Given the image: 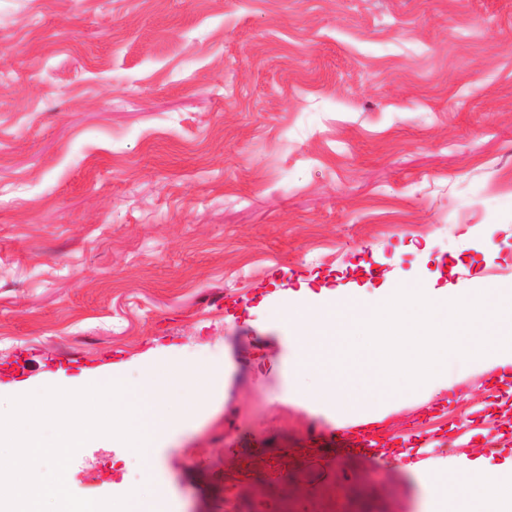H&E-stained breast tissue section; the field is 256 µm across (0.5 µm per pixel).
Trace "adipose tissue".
Returning <instances> with one entry per match:
<instances>
[{
  "mask_svg": "<svg viewBox=\"0 0 512 512\" xmlns=\"http://www.w3.org/2000/svg\"><path fill=\"white\" fill-rule=\"evenodd\" d=\"M265 313L295 344L291 374L325 384L317 392L294 388L283 404L335 409L348 427L379 424L391 413L387 404L361 411L355 401L387 378L422 405L459 372L512 375V289L497 284L479 280L453 291L405 284L372 301L358 288L303 284ZM425 480L430 512H512V457L492 484L477 459L426 472Z\"/></svg>",
  "mask_w": 512,
  "mask_h": 512,
  "instance_id": "obj_1",
  "label": "adipose tissue"
}]
</instances>
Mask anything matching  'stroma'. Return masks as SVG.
Listing matches in <instances>:
<instances>
[{"label": "stroma", "mask_w": 512, "mask_h": 512, "mask_svg": "<svg viewBox=\"0 0 512 512\" xmlns=\"http://www.w3.org/2000/svg\"><path fill=\"white\" fill-rule=\"evenodd\" d=\"M512 0H0V398L145 351L226 360L210 415L159 442L176 512H421L385 458L319 466L335 413L280 403L275 290L512 288ZM463 374L382 437L512 455V394ZM302 448L287 480L239 478ZM65 479L148 512L93 442Z\"/></svg>", "instance_id": "stroma-1"}]
</instances>
